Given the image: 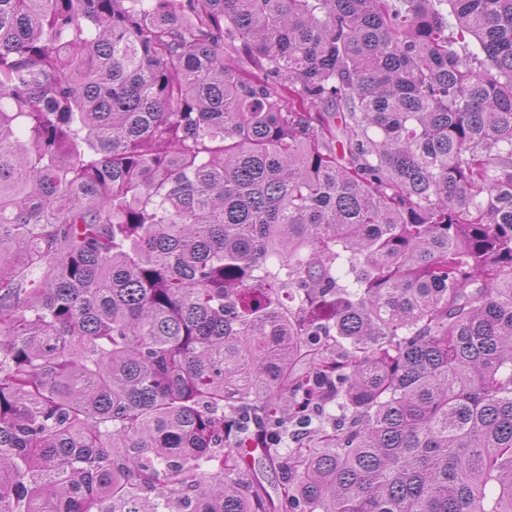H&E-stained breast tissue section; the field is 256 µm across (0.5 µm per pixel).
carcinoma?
Listing matches in <instances>:
<instances>
[{
	"label": "carcinoma",
	"instance_id": "cac0c4a2",
	"mask_svg": "<svg viewBox=\"0 0 512 512\" xmlns=\"http://www.w3.org/2000/svg\"><path fill=\"white\" fill-rule=\"evenodd\" d=\"M0 512H512V0H0Z\"/></svg>",
	"mask_w": 512,
	"mask_h": 512
}]
</instances>
